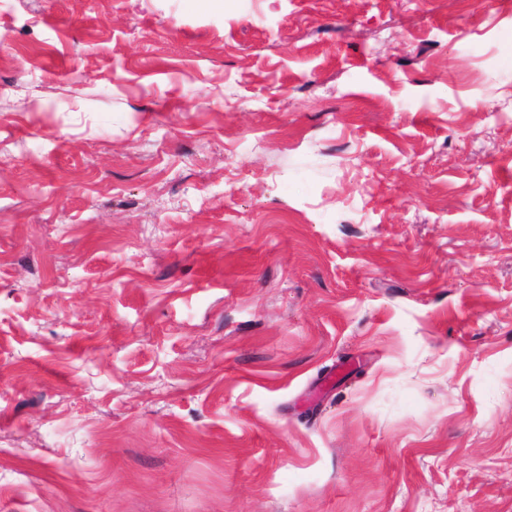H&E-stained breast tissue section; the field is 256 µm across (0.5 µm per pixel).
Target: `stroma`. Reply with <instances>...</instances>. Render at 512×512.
<instances>
[{
    "mask_svg": "<svg viewBox=\"0 0 512 512\" xmlns=\"http://www.w3.org/2000/svg\"><path fill=\"white\" fill-rule=\"evenodd\" d=\"M0 512H512V0H0Z\"/></svg>",
    "mask_w": 512,
    "mask_h": 512,
    "instance_id": "35a3bbf8",
    "label": "stroma"
}]
</instances>
